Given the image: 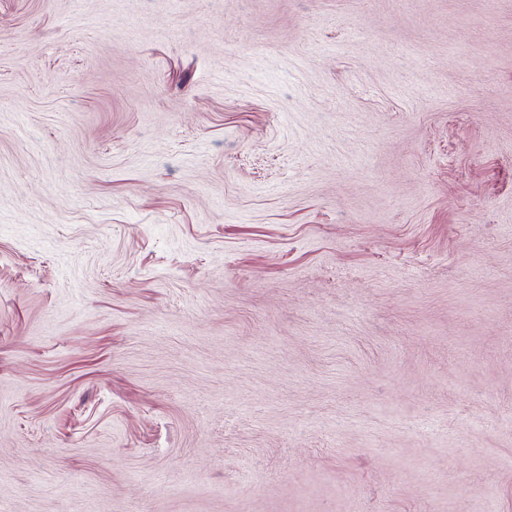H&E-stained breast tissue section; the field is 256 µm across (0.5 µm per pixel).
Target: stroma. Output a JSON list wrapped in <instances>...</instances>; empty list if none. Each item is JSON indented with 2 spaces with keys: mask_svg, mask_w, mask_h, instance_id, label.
<instances>
[{
  "mask_svg": "<svg viewBox=\"0 0 512 512\" xmlns=\"http://www.w3.org/2000/svg\"><path fill=\"white\" fill-rule=\"evenodd\" d=\"M0 512H512V0H0Z\"/></svg>",
  "mask_w": 512,
  "mask_h": 512,
  "instance_id": "stroma-1",
  "label": "stroma"
}]
</instances>
